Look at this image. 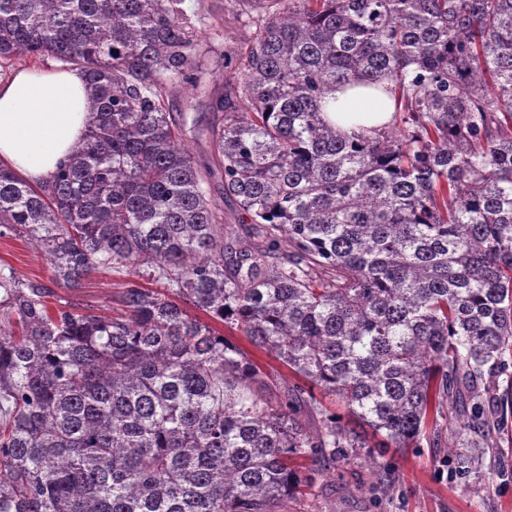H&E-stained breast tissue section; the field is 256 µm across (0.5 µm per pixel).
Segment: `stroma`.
Listing matches in <instances>:
<instances>
[{
	"instance_id": "stroma-1",
	"label": "stroma",
	"mask_w": 512,
	"mask_h": 512,
	"mask_svg": "<svg viewBox=\"0 0 512 512\" xmlns=\"http://www.w3.org/2000/svg\"><path fill=\"white\" fill-rule=\"evenodd\" d=\"M185 18L197 32L199 54L211 72L207 96L185 83L168 85V111L198 112L205 125L221 123L209 106L234 80L224 69L225 54L245 55L255 28L251 0H183ZM0 264L12 266L22 280L50 287L52 303L81 302L111 312L117 277L96 274L86 288L74 292L52 281V270L41 251L27 239L0 236ZM458 414L448 411L438 435H425L419 447L389 451L383 465L367 461L337 479L336 488L301 500H290L284 512H512V414L491 415L478 447L469 449L468 474H461L448 448L461 439Z\"/></svg>"
}]
</instances>
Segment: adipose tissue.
I'll return each instance as SVG.
<instances>
[{
	"label": "adipose tissue",
	"mask_w": 512,
	"mask_h": 512,
	"mask_svg": "<svg viewBox=\"0 0 512 512\" xmlns=\"http://www.w3.org/2000/svg\"><path fill=\"white\" fill-rule=\"evenodd\" d=\"M384 90L356 86L337 93L327 118L338 130L368 134L391 118L366 103L388 100ZM86 85L75 69H20L0 79V162L42 184L87 134Z\"/></svg>",
	"instance_id": "ef3b65f1"
}]
</instances>
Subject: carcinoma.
<instances>
[{"instance_id": "cac0c4a2", "label": "carcinoma", "mask_w": 512, "mask_h": 512, "mask_svg": "<svg viewBox=\"0 0 512 512\" xmlns=\"http://www.w3.org/2000/svg\"><path fill=\"white\" fill-rule=\"evenodd\" d=\"M181 3L0 0V59L79 70L89 112L49 183L0 164V236L65 288L122 277L107 315L0 265V512H281L446 401L481 433L512 350V0H288L224 56L206 129L159 91L206 82ZM384 80L377 133L323 118ZM204 130L245 238L185 146ZM210 197L224 214V233L232 236L243 235L249 224V218L236 203L224 195V184L219 176L212 179ZM221 332H224V336L228 337L235 344L241 347L257 367L264 370L270 377L278 379L279 381L294 380L289 374L288 370L284 368L277 360L274 359L267 351L251 344L245 336L235 330L228 328L218 327Z\"/></svg>"}]
</instances>
